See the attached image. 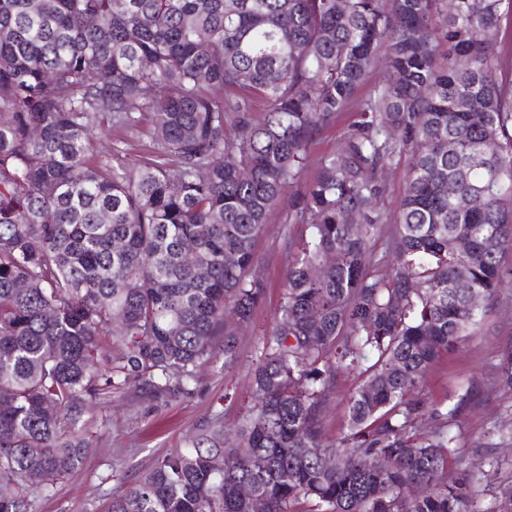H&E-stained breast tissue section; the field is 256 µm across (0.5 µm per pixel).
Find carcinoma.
Here are the masks:
<instances>
[{"instance_id":"carcinoma-1","label":"carcinoma","mask_w":512,"mask_h":512,"mask_svg":"<svg viewBox=\"0 0 512 512\" xmlns=\"http://www.w3.org/2000/svg\"><path fill=\"white\" fill-rule=\"evenodd\" d=\"M511 17L512 0H0V512H33L79 468L97 398L189 394L221 334L237 367L263 295L253 245L285 199L304 231L234 442L200 435L107 512H255L244 482L264 512H482L467 471L446 477L474 394L434 407L420 383L474 334L470 301L512 290V72L488 38ZM376 69L336 151L285 197ZM144 112L175 164L91 163L94 128ZM404 155L380 273L383 172ZM355 387L353 376L342 377L331 394L330 408L323 418V434L327 442L336 441L347 424L346 399Z\"/></svg>"}]
</instances>
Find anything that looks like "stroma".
I'll return each instance as SVG.
<instances>
[{
    "label": "stroma",
    "instance_id": "1",
    "mask_svg": "<svg viewBox=\"0 0 512 512\" xmlns=\"http://www.w3.org/2000/svg\"><path fill=\"white\" fill-rule=\"evenodd\" d=\"M356 118L355 109H348L314 136L299 184L313 179L318 159L336 149ZM150 131L146 117L132 129L96 131L91 159L114 167H138L159 153ZM301 230V225L289 223L287 205L268 215L254 246V274L263 284L264 296L251 328L239 333L236 370L225 372L223 358H216L198 369L189 395L157 409L147 408L130 394L95 400L94 420L88 428L90 453L50 495L36 496L35 512H102L114 491L150 471L168 452L190 447L196 436L211 429L230 430L237 425L250 404L247 383L258 339L278 315L291 244ZM511 344L512 293L484 306L473 340L442 358L423 384L428 400L438 406L467 388L476 394L474 405L459 421L460 460L449 463L448 476L456 478L463 469L472 472L477 500L484 508L495 505L501 490L512 485V389L502 387L497 379L500 352Z\"/></svg>",
    "mask_w": 512,
    "mask_h": 512
}]
</instances>
